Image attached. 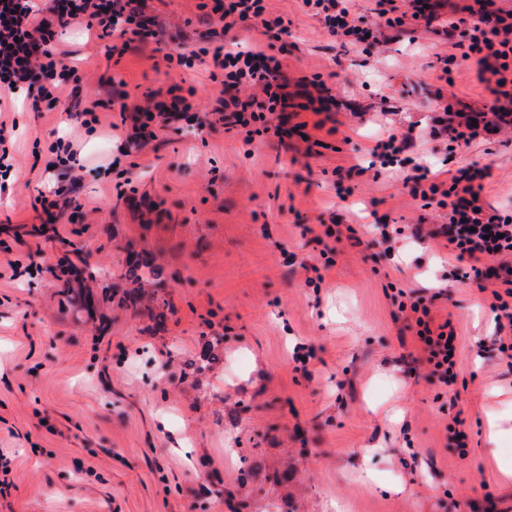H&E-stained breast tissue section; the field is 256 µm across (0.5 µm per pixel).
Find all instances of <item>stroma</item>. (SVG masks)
Returning <instances> with one entry per match:
<instances>
[{
	"label": "stroma",
	"instance_id": "1",
	"mask_svg": "<svg viewBox=\"0 0 512 512\" xmlns=\"http://www.w3.org/2000/svg\"><path fill=\"white\" fill-rule=\"evenodd\" d=\"M202 2L143 8L163 45L193 48L209 33ZM269 6L291 22L289 92L317 76L332 95L322 115L301 113L308 126L287 143L225 131L207 70L182 76L147 50L113 61L81 25L59 39L98 104L94 131L21 97L0 114L17 124L0 190V453L10 468L0 512H512V436L488 429L492 418L512 423V377L488 346L491 295L449 281L444 239L411 236L412 225L443 223L440 209L413 198L401 173L368 167L378 140L412 123L429 131L448 102L482 114L489 92L477 68L442 74L456 48L434 32L382 25L366 53L342 47L301 0ZM114 77L131 106L185 79L211 127L174 122L119 157L127 129L107 104ZM58 135L85 161L89 211L66 225L65 245L34 206ZM447 146H416L435 180L487 169L482 200L512 214V135ZM115 158L131 183L108 169ZM378 218L403 231L394 257ZM322 224L354 228L361 245L318 243ZM325 247L335 264L316 289L306 269ZM138 262L154 275L130 277ZM438 284L434 314L459 340L448 387L408 376L413 322L391 299ZM129 291L136 306L123 301ZM300 348L316 352L306 376L293 370ZM457 412L463 454L445 430Z\"/></svg>",
	"mask_w": 512,
	"mask_h": 512
}]
</instances>
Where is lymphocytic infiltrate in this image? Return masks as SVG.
<instances>
[{
  "instance_id": "1",
  "label": "lymphocytic infiltrate",
  "mask_w": 512,
  "mask_h": 512,
  "mask_svg": "<svg viewBox=\"0 0 512 512\" xmlns=\"http://www.w3.org/2000/svg\"><path fill=\"white\" fill-rule=\"evenodd\" d=\"M429 0H377V18L352 13L345 0H303L305 7L322 15L329 34L342 44L375 48L373 35L377 21L402 28L411 24L432 27L439 15L428 6ZM97 28L99 38L109 39L106 51L121 55L131 49H143L157 42L153 17L144 13L141 0H50L38 8L34 0H0V92L25 90L32 96L33 110L66 112L81 126H91L94 105L83 102L84 77L77 68L64 62L65 53L54 44V30L77 21ZM208 24L230 32L236 26L261 29L266 45L247 51L227 46H202L191 49L177 44L163 59L168 68L209 69L211 79L220 82L227 96L223 107L232 127H257L259 133L283 137L287 130L281 119L290 108L283 72V55L275 54L276 42L288 36V20L271 14L267 0H214L207 14ZM443 34L454 38L458 54L446 58V65L461 70L478 66L487 76L490 93L488 109L499 124L512 128V9L497 7L495 0H466L454 5ZM445 118L432 129L431 138H444L449 149L470 144L480 134L470 115L444 105ZM121 119L130 120L132 134L128 148L142 147L156 136L159 128L172 121L205 128L207 121L197 111L192 96L180 84L168 86L164 98L149 94L144 105L133 112L123 111ZM415 138L388 136L377 142L375 156L387 164L406 167V185L413 197L446 210L448 221L440 225L439 236L451 245L457 261L463 262L462 279L479 291L492 295L489 309L497 331H512V216L488 211L481 202L482 171L467 166L456 170L448 188L431 182L426 167L410 157ZM50 165L58 185L50 194L36 199L48 223L54 224L55 239H62L60 220L74 224L84 220L79 201L82 189L81 164L72 142L50 145ZM394 303L399 312H411L415 319L416 343L429 367L428 380L444 386L457 377L452 355L458 337L450 322L436 321L424 296L398 291Z\"/></svg>"
}]
</instances>
